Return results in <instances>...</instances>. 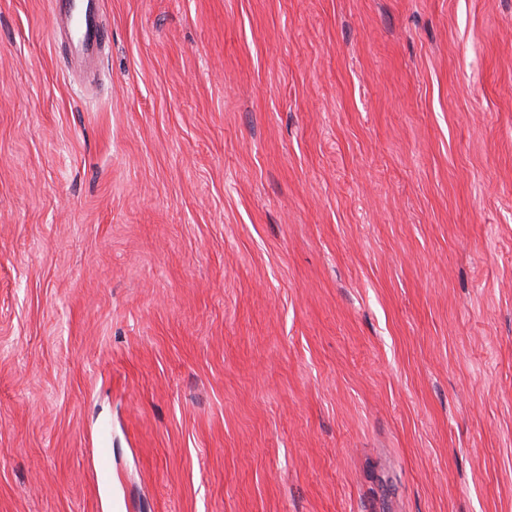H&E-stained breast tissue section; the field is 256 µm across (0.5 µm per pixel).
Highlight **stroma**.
I'll list each match as a JSON object with an SVG mask.
<instances>
[{"label":"stroma","mask_w":512,"mask_h":512,"mask_svg":"<svg viewBox=\"0 0 512 512\" xmlns=\"http://www.w3.org/2000/svg\"><path fill=\"white\" fill-rule=\"evenodd\" d=\"M92 11L0 0V512H512V0Z\"/></svg>","instance_id":"1"}]
</instances>
